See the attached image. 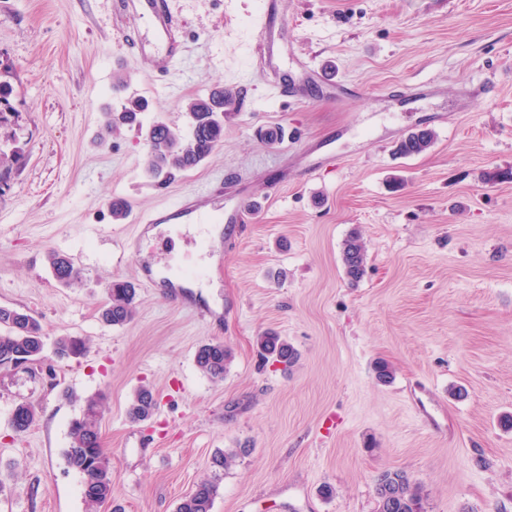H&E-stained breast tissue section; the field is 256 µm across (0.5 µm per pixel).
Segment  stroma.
<instances>
[{"label": "stroma", "instance_id": "stroma-1", "mask_svg": "<svg viewBox=\"0 0 512 512\" xmlns=\"http://www.w3.org/2000/svg\"><path fill=\"white\" fill-rule=\"evenodd\" d=\"M171 5L186 51L167 91L121 41L148 25L108 0H0L14 112L0 148L22 155L0 186V305L36 317L45 343L42 372L0 371V512H111L86 502L65 458L71 420L99 394L125 512H175L209 476L212 512H377L386 471L407 474L425 512H512V429L500 425L512 415V0H280L281 71L328 67L362 92L346 104L278 97L255 57L260 0ZM419 82L438 95H384ZM473 85L482 94L456 111ZM216 87L243 98L221 144L194 169L149 177L146 129L186 134L188 103ZM133 98L148 102L138 124L107 129ZM424 122L431 147L397 154ZM274 127L284 143L265 140ZM219 178L254 204L235 244L145 236L141 215ZM354 231L366 250L355 283L342 263ZM55 251L73 261L70 284L52 275ZM155 264L205 268L219 285L212 319L196 316L207 304L192 289L138 283ZM116 279L134 284L135 315L110 327L100 308ZM269 329L297 350L291 368L260 356ZM65 334L88 352L57 359ZM205 342L232 353L222 378L195 363ZM142 387L158 408L135 423ZM22 402L38 420L18 435L8 420ZM232 448L243 456L213 473Z\"/></svg>", "mask_w": 512, "mask_h": 512}]
</instances>
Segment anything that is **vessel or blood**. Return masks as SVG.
I'll list each match as a JSON object with an SVG mask.
<instances>
[{
	"instance_id": "vessel-or-blood-1",
	"label": "vessel or blood",
	"mask_w": 512,
	"mask_h": 512,
	"mask_svg": "<svg viewBox=\"0 0 512 512\" xmlns=\"http://www.w3.org/2000/svg\"><path fill=\"white\" fill-rule=\"evenodd\" d=\"M123 10L136 13L145 19L160 43L159 49H150L140 37H131L130 42L137 52L151 53L154 63V77L167 81L182 54V31L177 17L172 12L169 0H118ZM258 38L256 56L264 68L270 69L273 85L286 98L299 99L303 96L306 83L312 82L325 87L332 98L343 101L354 96L355 91L346 83L336 79L326 68L309 69L301 80L282 78L274 69V59L279 36V0H262L257 24ZM243 202L225 205L224 190L211 186L202 192L182 196L176 203L146 217V225L153 224H197L208 217H216L221 224H238L245 213Z\"/></svg>"
}]
</instances>
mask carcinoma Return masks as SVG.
<instances>
[{
	"label": "carcinoma",
	"instance_id": "cac0c4a2",
	"mask_svg": "<svg viewBox=\"0 0 512 512\" xmlns=\"http://www.w3.org/2000/svg\"><path fill=\"white\" fill-rule=\"evenodd\" d=\"M144 110L140 99H130L113 123L133 124ZM189 135L181 137L163 123L152 124L147 132L148 169L154 175L173 170L186 171L197 167L224 137V90L216 88L203 97L192 100L188 107ZM434 140V132L409 133L398 145L401 155L410 157L427 151ZM342 260L347 277L352 281L362 278L365 268V248L356 234L343 243ZM53 276L68 284L76 278L77 271L71 261L60 254L50 257ZM101 319L104 324L121 327L133 317L135 288L124 281H114L106 289ZM257 345L266 359L288 366L297 359L292 345L275 331H267L257 338ZM44 350L40 322L33 316L8 306H0V359L14 354L38 360ZM87 351L85 340L80 336L65 335L55 342V352L62 358L80 357ZM195 362L201 372L213 378H222L231 362V353L224 344L207 342L196 354ZM156 407L151 390L141 387L135 393L128 408V416L134 422L149 419ZM102 401L88 398L80 416L69 426L70 446L65 449L68 465L84 477V497L88 504L99 506L112 500V469L109 458L101 445L99 421ZM33 405L18 404L9 419L10 428L17 434L27 432L36 422ZM248 452L246 448L219 452L212 458V467L223 470L234 459ZM217 494V484L210 479L198 482L188 495L180 500L176 512H212ZM377 512H424L423 499L407 475L393 471L381 474L376 484Z\"/></svg>",
	"mask_w": 512,
	"mask_h": 512
}]
</instances>
